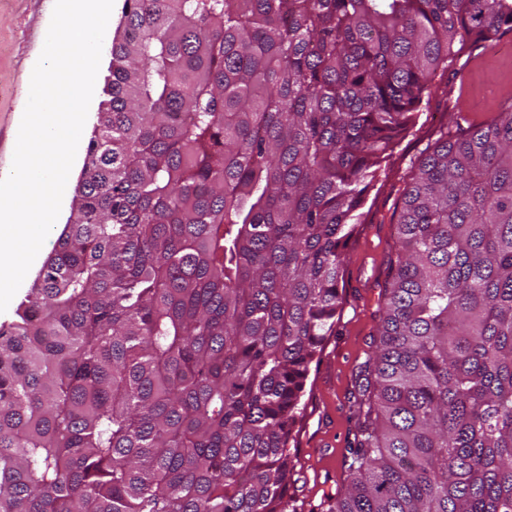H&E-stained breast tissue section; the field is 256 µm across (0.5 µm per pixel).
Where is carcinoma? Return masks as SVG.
I'll list each match as a JSON object with an SVG mask.
<instances>
[{"label": "carcinoma", "instance_id": "carcinoma-1", "mask_svg": "<svg viewBox=\"0 0 512 512\" xmlns=\"http://www.w3.org/2000/svg\"><path fill=\"white\" fill-rule=\"evenodd\" d=\"M512 0H128L70 215L0 327V512H297L383 161ZM326 512H512V98L412 163Z\"/></svg>", "mask_w": 512, "mask_h": 512}]
</instances>
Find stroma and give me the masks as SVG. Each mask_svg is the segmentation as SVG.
Instances as JSON below:
<instances>
[{
  "instance_id": "stroma-1",
  "label": "stroma",
  "mask_w": 512,
  "mask_h": 512,
  "mask_svg": "<svg viewBox=\"0 0 512 512\" xmlns=\"http://www.w3.org/2000/svg\"><path fill=\"white\" fill-rule=\"evenodd\" d=\"M55 0H0V177L9 172L15 133L24 111L33 68L42 52V32L50 24ZM512 94V35L460 58L425 92L415 125L404 133L383 162L371 192V211L355 242L347 249L345 303L337 332L311 365L303 397L304 410L290 451L296 459V482L288 490L301 512H325L327 502L343 490L344 456L354 441L351 417L353 375L365 359L382 303L384 260L393 242L394 213L410 170L435 139L451 112L478 119L491 117Z\"/></svg>"
}]
</instances>
